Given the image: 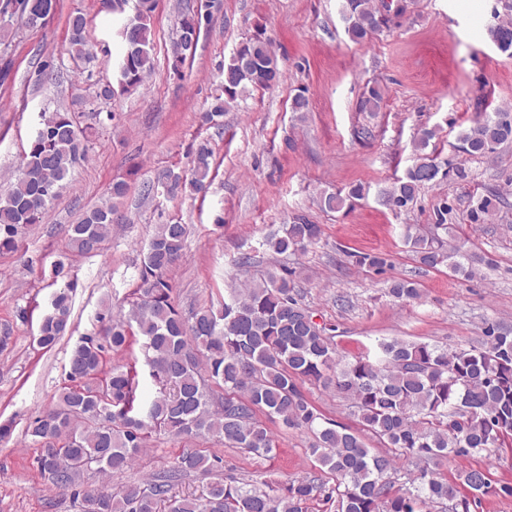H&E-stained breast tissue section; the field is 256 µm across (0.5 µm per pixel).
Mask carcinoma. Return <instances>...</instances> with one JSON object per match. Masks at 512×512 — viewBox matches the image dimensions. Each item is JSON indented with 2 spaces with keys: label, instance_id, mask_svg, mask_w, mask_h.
<instances>
[{
  "label": "carcinoma",
  "instance_id": "cac0c4a2",
  "mask_svg": "<svg viewBox=\"0 0 512 512\" xmlns=\"http://www.w3.org/2000/svg\"><path fill=\"white\" fill-rule=\"evenodd\" d=\"M157 0H136L135 15L118 33L123 45L116 83L96 92L112 101L142 85L154 71L152 24ZM58 0H0L8 17L0 19V42L9 37L13 18L20 15L31 27L42 25L57 10ZM207 12H181L177 36L180 63L169 61L177 73L195 56ZM372 0H345L343 16L350 39L363 43L386 21ZM69 55L76 63L90 59L92 44L87 19L80 11L68 16ZM491 41L512 54V23L488 28ZM281 71L265 30L244 38L224 65L223 78L205 120L215 121L224 108L250 91H263L279 82ZM382 102L379 87L369 86L359 111L376 112ZM93 127L81 126L80 116L57 109L44 116L42 127L28 144L22 172L0 197V253L17 251L19 240L44 223L49 204L70 171L86 158ZM436 131L424 130L414 142L417 159L403 177L384 192L386 204L401 212L420 191L439 181L442 162L424 154ZM461 149L486 154L512 142V115L496 113L459 136ZM213 152L205 145L195 153L190 177L168 172L160 181L162 193L175 196L187 190L203 193L212 180ZM129 191L124 180L112 182L105 204L87 209L68 226L69 242L78 254L97 252L112 237V215ZM364 186L347 196L323 190L318 201L326 211H339L346 198H361ZM498 196L477 199L470 221L483 224L496 210ZM433 232L415 224L402 225V236L418 263L445 266L468 277L484 259L456 243L450 223L452 207L442 199L433 208ZM320 225L296 217L268 235L263 245L275 254L295 253L321 236ZM188 227L158 224L139 271L135 300L125 317L104 303L97 312L102 335L86 336L72 350L67 381L54 404L27 424L25 434L37 448L35 462L47 485L73 490L80 512H309L322 501L336 512H424L445 501L451 512H470L471 503L487 496L512 499V483L490 479L487 470L469 467L458 481L431 465L442 458L465 460L512 447V328L491 323L485 341L468 349L430 342L393 339L377 343L378 354L344 359L336 351L331 328L314 320L297 298L289 273H270L244 289H233L221 306L202 308L185 316L172 298L168 272L184 255ZM356 263L384 272L391 266L385 253H363ZM53 281L63 287L51 297V310L39 321L35 341L54 347L71 330L74 277L59 261ZM388 294L398 300L420 295L418 284L391 281ZM142 340L144 365L155 387L146 402L137 362L112 364L110 353L125 350L132 337ZM222 385L224 396L211 384ZM332 388L354 408L363 429L384 450L373 452L359 434L325 417L305 396L302 384ZM262 413L285 429L310 433V448L325 478L295 477L262 489L235 477L213 474L223 459L198 449L178 455L170 469L123 488L113 495L104 484L80 489L86 469L112 479L141 457L149 437L163 432L172 437H203L224 441L250 458L276 452L274 436L257 418ZM404 460L412 468L398 466ZM191 473L214 475L199 495L175 491L180 477Z\"/></svg>",
  "mask_w": 512,
  "mask_h": 512
}]
</instances>
